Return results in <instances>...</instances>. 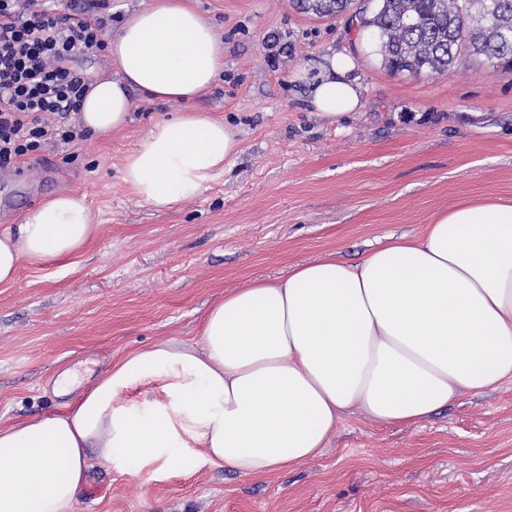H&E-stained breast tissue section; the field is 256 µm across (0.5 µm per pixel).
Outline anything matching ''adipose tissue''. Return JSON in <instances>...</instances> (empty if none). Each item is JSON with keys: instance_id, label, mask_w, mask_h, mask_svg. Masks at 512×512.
<instances>
[{"instance_id": "1", "label": "adipose tissue", "mask_w": 512, "mask_h": 512, "mask_svg": "<svg viewBox=\"0 0 512 512\" xmlns=\"http://www.w3.org/2000/svg\"><path fill=\"white\" fill-rule=\"evenodd\" d=\"M114 69L79 111L100 137L124 130L134 94L189 103L224 68V43L188 0H152L112 36ZM334 53L302 71L312 106L337 121L362 87ZM238 141L224 120L183 112L155 122L121 179L155 210L196 197ZM97 226L83 196L60 194L0 229V285L23 259L71 256ZM201 346L173 340L111 364L63 410L0 426V512H74L90 459L155 472L199 452L260 478L316 457L342 412L383 426L448 407L466 391L512 381V201L464 198L422 236H389L352 264L328 254L277 281L255 279L210 304ZM163 376L161 398L118 404Z\"/></svg>"}]
</instances>
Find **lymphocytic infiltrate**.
Returning a JSON list of instances; mask_svg holds the SVG:
<instances>
[{"mask_svg": "<svg viewBox=\"0 0 512 512\" xmlns=\"http://www.w3.org/2000/svg\"><path fill=\"white\" fill-rule=\"evenodd\" d=\"M112 0H0V168L39 150L46 137L76 140L73 128L43 124L44 114L78 111L89 88L74 60L105 49Z\"/></svg>", "mask_w": 512, "mask_h": 512, "instance_id": "obj_1", "label": "lymphocytic infiltrate"}]
</instances>
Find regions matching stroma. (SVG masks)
<instances>
[{
	"label": "stroma",
	"mask_w": 512,
	"mask_h": 512,
	"mask_svg": "<svg viewBox=\"0 0 512 512\" xmlns=\"http://www.w3.org/2000/svg\"><path fill=\"white\" fill-rule=\"evenodd\" d=\"M194 5L224 39L205 96L136 100L112 138L49 140L0 170L1 228L61 193L85 195L99 224L78 255L23 259L0 286V423L61 409L63 369L81 387L158 342L199 345L211 302L252 279L330 253L360 260L463 197L512 200V69L467 56L443 75L393 73L349 14ZM333 52L354 63L362 102L330 124L298 75ZM188 110L224 119L239 152L199 196L159 212L120 168L155 120ZM75 512H512V382L403 426L349 410L318 457L258 480L196 456L171 473L95 462Z\"/></svg>",
	"instance_id": "obj_1"
}]
</instances>
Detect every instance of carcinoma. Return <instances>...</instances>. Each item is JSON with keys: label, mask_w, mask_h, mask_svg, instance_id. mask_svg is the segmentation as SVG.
I'll return each mask as SVG.
<instances>
[{"label": "carcinoma", "mask_w": 512, "mask_h": 512, "mask_svg": "<svg viewBox=\"0 0 512 512\" xmlns=\"http://www.w3.org/2000/svg\"><path fill=\"white\" fill-rule=\"evenodd\" d=\"M319 17L347 12L354 0H293ZM359 28L391 72L442 75L461 55L487 64L512 60V0H367Z\"/></svg>", "instance_id": "1"}]
</instances>
